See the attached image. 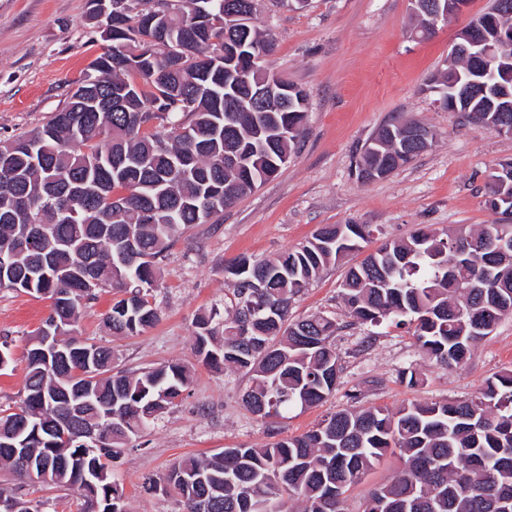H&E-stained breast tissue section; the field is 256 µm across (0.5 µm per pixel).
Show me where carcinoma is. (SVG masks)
Masks as SVG:
<instances>
[{
  "label": "carcinoma",
  "instance_id": "carcinoma-1",
  "mask_svg": "<svg viewBox=\"0 0 512 512\" xmlns=\"http://www.w3.org/2000/svg\"><path fill=\"white\" fill-rule=\"evenodd\" d=\"M87 18L104 34L67 103L38 130L0 142V289L39 294L51 310L31 339L23 399L0 409V468L19 478L74 490L78 512H128L113 467L181 399L189 369L167 363L139 372L112 368V350L72 335L81 307L107 284L124 296L106 325L134 336L160 318L149 300L158 264L179 231L214 224L224 210L284 167L299 148L306 94L275 78L280 101L254 97L265 69L229 47L259 55L273 45L251 23L258 0H122ZM512 30V0H493ZM458 58L427 84L446 109L474 122L512 127V86ZM379 127L356 172H394L402 154ZM486 207L502 220L478 230L428 227L387 240L349 267L341 299L352 324L409 329L436 364H464L499 320L512 314V179L489 186ZM47 245L30 243L32 225ZM372 235L368 224H324L311 238L262 260L224 264L234 283L231 314L195 322L194 351L206 365L250 376L245 407L271 424L296 407L317 406L341 378L336 318L291 321L292 299ZM350 405L302 435L261 448L236 446L174 462L163 478L197 512H346L348 493L388 454L401 467L360 512H512V369L487 378L470 397L412 402L395 410ZM112 413L111 433L90 449L73 439Z\"/></svg>",
  "mask_w": 512,
  "mask_h": 512
}]
</instances>
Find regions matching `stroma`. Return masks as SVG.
Returning a JSON list of instances; mask_svg holds the SVG:
<instances>
[{
    "label": "stroma",
    "instance_id": "35a3bbf8",
    "mask_svg": "<svg viewBox=\"0 0 512 512\" xmlns=\"http://www.w3.org/2000/svg\"><path fill=\"white\" fill-rule=\"evenodd\" d=\"M86 2L0 0V140L46 123L102 53ZM492 3L469 0L464 14L422 39L414 30L410 0H306L302 5L260 0L255 23L274 37L262 64L307 95L299 149L277 176L225 210L219 223L193 224L176 237L152 292L160 311L154 327L137 336H112L103 326L117 296L109 286L81 308L74 327L86 342L111 347L119 368L180 362L193 374L177 406L131 442L115 464L129 512H184L174 492L149 487L176 459L302 434L345 407L351 391H360L363 405L394 409L468 397L486 378L512 369V314L454 369L419 354L406 328L351 324L339 297L343 261L291 305L292 318L324 313L341 325L336 335L341 384L325 403L295 408L270 430L242 404L248 377L203 365L192 348L196 318L214 307H231L233 286L221 269L233 259L285 251L325 224L378 226L365 245L370 253L384 239L404 238L423 226L441 230L495 221L485 205V186L496 164L512 161V136L465 122L426 88L470 15L489 11ZM394 117L424 122L434 130V142L408 166L361 183L355 174L361 149ZM50 306L48 298L0 289V343L8 352L7 364L0 367V406L19 405L26 350ZM409 366L422 374V385L402 382L399 372ZM1 487L21 493L40 512H77V494L64 488L4 471Z\"/></svg>",
    "mask_w": 512,
    "mask_h": 512
}]
</instances>
